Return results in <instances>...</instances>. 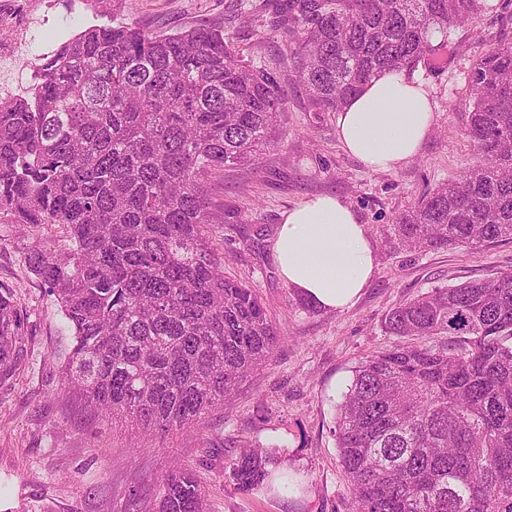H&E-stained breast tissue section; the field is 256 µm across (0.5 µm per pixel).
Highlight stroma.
<instances>
[{"label":"stroma","instance_id":"1","mask_svg":"<svg viewBox=\"0 0 512 512\" xmlns=\"http://www.w3.org/2000/svg\"><path fill=\"white\" fill-rule=\"evenodd\" d=\"M26 15L23 38L5 32L14 58L0 62V98L26 95L33 68L88 27L111 22L174 33L224 20L243 59L281 83L279 138L258 165L232 166L215 179L224 221L210 227L225 276L258 294L280 331L267 366L201 424L164 437L135 436L129 423L98 418L64 383L74 340L48 287L30 271L29 251L69 241L62 229L0 216V289L23 317L15 365L0 376V512H124L132 496L155 500L164 476L181 465L205 493L208 512H346L347 480L334 436L336 406L357 361L394 343L390 309L431 288L512 272V241L487 247L407 252L392 248L389 225L427 192L477 161L465 133L469 78L479 53L512 44V0L451 31L438 55L419 64L434 120L419 153L391 171H372L337 136L336 115L318 111L294 82V58L272 27V0H12ZM247 19L236 16L237 9ZM341 198L367 224L375 269L360 299L324 311L281 276L273 239L281 214L311 197ZM246 448L277 451L299 493L237 488L229 464Z\"/></svg>","mask_w":512,"mask_h":512}]
</instances>
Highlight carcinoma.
Returning <instances> with one entry per match:
<instances>
[{
	"mask_svg": "<svg viewBox=\"0 0 512 512\" xmlns=\"http://www.w3.org/2000/svg\"><path fill=\"white\" fill-rule=\"evenodd\" d=\"M487 0H288L276 23L295 79L337 112L385 70L410 72ZM465 132L478 155L388 229L410 250L512 240V46L481 53ZM284 93L241 59L224 26L174 33L90 27L0 98V214L57 224L71 247L27 262L73 331L67 385L105 418L159 437L223 407L266 366L277 326L228 279L207 228L208 190L276 141ZM404 343L360 359L334 436L348 512H512V273L440 286L393 308ZM22 317L0 293V375ZM269 453L231 463L243 490L271 478ZM186 468L152 512H206Z\"/></svg>",
	"mask_w": 512,
	"mask_h": 512,
	"instance_id": "obj_1",
	"label": "carcinoma"
}]
</instances>
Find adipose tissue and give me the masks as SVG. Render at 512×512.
I'll return each instance as SVG.
<instances>
[{
	"label": "adipose tissue",
	"instance_id": "adipose-tissue-1",
	"mask_svg": "<svg viewBox=\"0 0 512 512\" xmlns=\"http://www.w3.org/2000/svg\"><path fill=\"white\" fill-rule=\"evenodd\" d=\"M434 108L419 78L384 71L336 114L344 148L373 170H393L416 156ZM273 251L281 276L326 311L352 306L375 266L366 225L335 196L312 198L284 211Z\"/></svg>",
	"mask_w": 512,
	"mask_h": 512
}]
</instances>
